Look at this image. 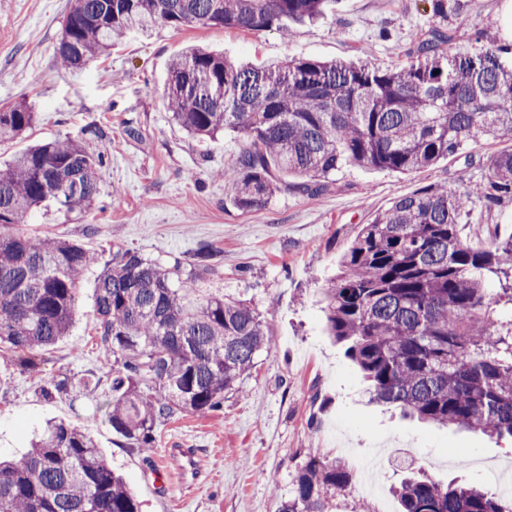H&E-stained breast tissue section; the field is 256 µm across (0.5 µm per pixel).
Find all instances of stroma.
<instances>
[{"label": "stroma", "instance_id": "obj_1", "mask_svg": "<svg viewBox=\"0 0 512 512\" xmlns=\"http://www.w3.org/2000/svg\"><path fill=\"white\" fill-rule=\"evenodd\" d=\"M72 0H0V108L26 102L37 122L22 137L0 142V165L27 146L86 125L107 136L101 193L87 216L35 213L21 230L67 238L109 256L139 251L161 263L190 262L199 248L217 250L197 298L226 296L250 303L275 340L242 389L221 410L188 414L161 426L153 453L125 448L101 408L110 394L109 366L94 344L99 266L80 284L70 335L39 356L35 371L0 358V454L26 452L33 431L62 419L94 438L143 505V512H279L292 481L308 463L339 462L354 470L351 488L336 491L332 512H375L376 499L412 471L444 482L477 484L512 497V442L471 431L439 429L371 404L366 385L340 345L324 330L321 290L363 224L393 198L457 176L479 178L476 158L512 148V140L469 144L437 165L401 174L347 166L328 189L307 196L285 189L265 207L243 212L215 172L236 155L235 134L188 135L172 119L165 88L172 59L190 45L234 61L289 58L354 60L372 67L417 63L415 38L432 26L452 30L457 48L477 51L474 24L488 19L492 35L512 45V0H336L325 20L288 34L272 28L155 25L116 43L109 57L79 70L61 68L55 49ZM512 235V202L475 205L459 226L468 246ZM95 373L97 389L44 398L54 376ZM170 448L196 451L198 474L181 477Z\"/></svg>", "mask_w": 512, "mask_h": 512}]
</instances>
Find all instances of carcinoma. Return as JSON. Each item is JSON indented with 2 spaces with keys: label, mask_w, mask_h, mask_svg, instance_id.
Returning a JSON list of instances; mask_svg holds the SVG:
<instances>
[{
  "label": "carcinoma",
  "mask_w": 512,
  "mask_h": 512,
  "mask_svg": "<svg viewBox=\"0 0 512 512\" xmlns=\"http://www.w3.org/2000/svg\"><path fill=\"white\" fill-rule=\"evenodd\" d=\"M336 0H73L56 57L65 68L107 57L112 46L158 21L242 31L285 28L326 16ZM475 54L455 52L437 28L418 38L422 62L374 69L344 61L292 59L240 65L193 47L173 59L166 90L173 120L211 139L231 131L244 145L218 176L242 211L259 209L285 183L315 195L347 165L411 173L469 141L512 138V48L475 23ZM224 97L186 91L196 76ZM24 104L0 110V142L30 129ZM106 136L97 125L31 146L0 169V352L24 369L68 336L80 282L98 254L57 237L16 230L52 208L85 212L100 194ZM478 181L458 178L395 198L363 225L328 280L322 301L328 336L369 383L370 399L437 428L512 438V236L484 249L460 239L477 203L512 201V150L479 159ZM218 251L166 266L118 248L96 285L98 345L112 359L106 417L126 447L147 453L158 427L185 413L221 409L257 358L275 348L251 305L211 297L191 306L201 273ZM497 283L489 308V280ZM95 378H53L50 397ZM336 465L311 463L293 478L280 512H330V492L350 485ZM401 512H508L501 496L428 475L395 489ZM0 512H142L125 479L82 429L51 422L16 458H0Z\"/></svg>",
  "instance_id": "carcinoma-1"
}]
</instances>
